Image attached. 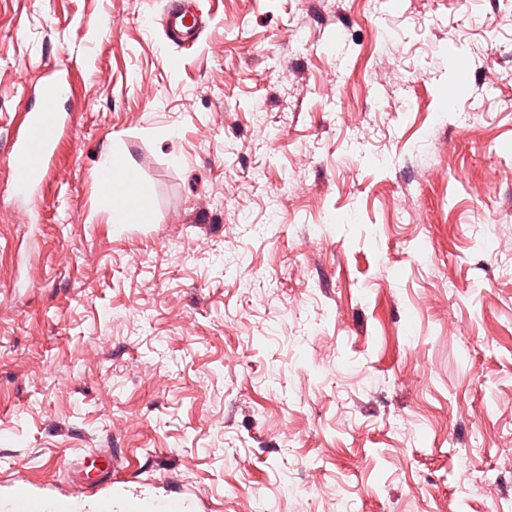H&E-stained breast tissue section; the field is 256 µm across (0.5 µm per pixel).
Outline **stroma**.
Returning a JSON list of instances; mask_svg holds the SVG:
<instances>
[{
    "label": "stroma",
    "instance_id": "stroma-1",
    "mask_svg": "<svg viewBox=\"0 0 512 512\" xmlns=\"http://www.w3.org/2000/svg\"><path fill=\"white\" fill-rule=\"evenodd\" d=\"M163 6L0 0V156L76 89L36 212L0 166V476L101 449L222 512H495L512 0H208L183 48ZM113 146L154 223H112Z\"/></svg>",
    "mask_w": 512,
    "mask_h": 512
}]
</instances>
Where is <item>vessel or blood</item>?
I'll return each mask as SVG.
<instances>
[{
  "instance_id": "1",
  "label": "vessel or blood",
  "mask_w": 512,
  "mask_h": 512,
  "mask_svg": "<svg viewBox=\"0 0 512 512\" xmlns=\"http://www.w3.org/2000/svg\"><path fill=\"white\" fill-rule=\"evenodd\" d=\"M166 39L177 46L196 42L207 22L197 0H166L161 21ZM67 78L44 77L37 108L24 112L6 152L9 186L35 205L62 137L61 103L70 96ZM200 495L183 487L126 478L111 453L95 451L72 472L67 489L22 475L0 482V512H203Z\"/></svg>"
}]
</instances>
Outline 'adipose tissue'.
Masks as SVG:
<instances>
[{
	"instance_id": "ef3b65f1",
	"label": "adipose tissue",
	"mask_w": 512,
	"mask_h": 512,
	"mask_svg": "<svg viewBox=\"0 0 512 512\" xmlns=\"http://www.w3.org/2000/svg\"><path fill=\"white\" fill-rule=\"evenodd\" d=\"M99 184L113 223H152L154 213L140 190L137 172L121 150L112 148L103 153Z\"/></svg>"
}]
</instances>
